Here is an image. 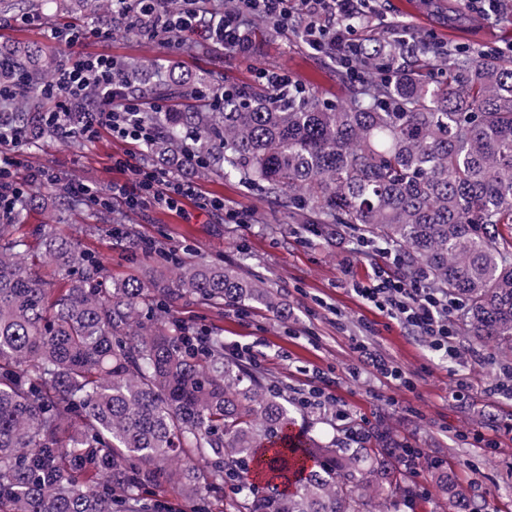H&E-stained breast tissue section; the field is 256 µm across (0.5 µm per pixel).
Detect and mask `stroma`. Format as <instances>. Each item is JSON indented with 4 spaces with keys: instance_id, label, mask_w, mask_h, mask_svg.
I'll return each instance as SVG.
<instances>
[{
    "instance_id": "obj_1",
    "label": "stroma",
    "mask_w": 512,
    "mask_h": 512,
    "mask_svg": "<svg viewBox=\"0 0 512 512\" xmlns=\"http://www.w3.org/2000/svg\"><path fill=\"white\" fill-rule=\"evenodd\" d=\"M369 8L367 35L386 40L404 25L423 40L449 44L462 56L473 50L512 56L511 16L488 20L463 0H370ZM16 17L13 11L0 14L1 48L30 43L61 63L71 56V49L50 37L51 29L63 23L55 15L53 0H46L40 25H24ZM251 27L256 47L245 57L173 55L161 39L131 38L119 31L87 43L83 51L105 52L118 61L169 57L180 71L192 75L219 71L228 85L254 86L260 71H278L303 88H316L324 99L347 96L336 62L272 22L255 18ZM142 152V145L112 138L105 131L94 140L73 144L47 139L23 149L17 177L25 180L50 168L63 173L68 182L103 191L111 182L130 177L113 168V159ZM195 184L197 195L183 211L130 210L116 200L113 215L181 257L201 256L214 263L244 259L249 273L286 301L290 317L277 319L261 307L219 311L191 300L178 308L179 319L198 327H219L225 345L241 346L243 361L263 373L266 387L297 403L299 422L313 423L325 439L344 438L335 417L337 405H344L354 425L367 430L387 425L397 441L423 449L428 460L441 461L449 480L469 487L486 512H512V396L488 391L512 363L490 345L478 346L475 354L458 362L440 361L424 338L358 297L348 279L364 281L375 267L392 273L397 267L380 249L359 250V236L351 229H302L276 204L235 179L208 176ZM211 199L223 200V211L208 207ZM227 209L237 212V223L225 220ZM87 245L116 280L139 275L147 262L106 235L89 239ZM367 329L376 347L409 372L412 389L346 376V367L355 360L349 339ZM464 374L472 377V394L466 401H453L450 390ZM323 376L332 381L336 402L309 399ZM477 432L495 439L496 449L474 448L472 436Z\"/></svg>"
}]
</instances>
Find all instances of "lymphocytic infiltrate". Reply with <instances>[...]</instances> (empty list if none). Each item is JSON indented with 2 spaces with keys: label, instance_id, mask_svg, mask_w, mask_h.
<instances>
[{
  "label": "lymphocytic infiltrate",
  "instance_id": "lymphocytic-infiltrate-1",
  "mask_svg": "<svg viewBox=\"0 0 512 512\" xmlns=\"http://www.w3.org/2000/svg\"><path fill=\"white\" fill-rule=\"evenodd\" d=\"M159 0H112V16L126 18L130 13L149 17L154 26L175 37L198 34L207 39H220L228 54L243 53L249 39V20L260 14L272 20L281 29L300 27L308 46L315 52L329 56L340 66H347L360 51L354 38L357 24L365 18L367 0H303L304 10H296L294 0H236L235 9L224 12H205L200 0H182L183 6L175 12H158ZM116 63L108 54L87 55L62 65L61 71L48 94L60 103L53 118L64 138L92 139L100 127H107L113 137L145 142L153 131L138 121L141 110L139 98L114 80ZM100 89V99L94 115L86 122H75L69 117V106L83 99L89 84ZM28 142L25 128L4 123L0 125V212L13 208L22 186L14 176L19 153ZM116 167L130 171L131 180L112 183L103 193L90 186H74L75 194L92 202L120 199L128 208L143 210L161 207L180 209L182 201L194 195L195 186L183 176H170L157 165L140 163L135 156L115 159ZM353 291L374 305L389 318L428 339L431 350L442 361L459 357L450 319L457 305L447 296L430 288L425 280L406 281L394 277L384 269L373 272L368 283L356 282ZM351 350L356 361L347 370L350 379L364 376L385 379L396 388H411L412 383L402 368L364 340H352Z\"/></svg>",
  "mask_w": 512,
  "mask_h": 512
}]
</instances>
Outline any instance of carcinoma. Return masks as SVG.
Listing matches in <instances>:
<instances>
[{
	"instance_id": "cac0c4a2",
	"label": "carcinoma",
	"mask_w": 512,
	"mask_h": 512,
	"mask_svg": "<svg viewBox=\"0 0 512 512\" xmlns=\"http://www.w3.org/2000/svg\"><path fill=\"white\" fill-rule=\"evenodd\" d=\"M112 0H60L58 13ZM347 67L375 76L349 83L345 100L314 91L278 97L258 87L203 81L208 104L138 117L156 130L145 153L188 176L237 177L313 225H344L397 256L402 277H424L461 303L465 335L512 357V63L460 58L404 35L361 43ZM148 64L116 77L156 102L194 85L171 70L145 83ZM58 70L30 45L0 54V109L29 140L59 136L42 88ZM82 205L56 174L0 216V512H169L157 491L177 489L189 512H387L409 504L399 448L383 430L375 448L323 441L298 446L289 400L224 349L217 330L180 321L179 305L285 309L245 264L185 260L133 224L112 223L130 250L161 262L137 278L108 279L100 258L45 224L31 242L25 215ZM44 258L59 280L36 268ZM446 485L448 512H484L466 489Z\"/></svg>"
}]
</instances>
